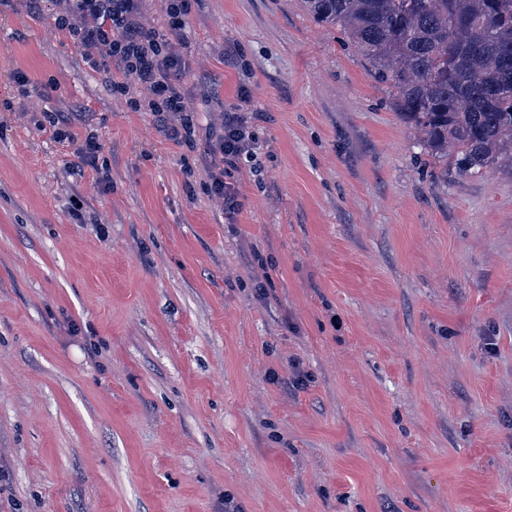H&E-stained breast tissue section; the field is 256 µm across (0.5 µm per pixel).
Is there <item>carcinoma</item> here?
<instances>
[{
    "label": "carcinoma",
    "instance_id": "obj_1",
    "mask_svg": "<svg viewBox=\"0 0 512 512\" xmlns=\"http://www.w3.org/2000/svg\"><path fill=\"white\" fill-rule=\"evenodd\" d=\"M389 84L424 151L475 174L512 160V0H303Z\"/></svg>",
    "mask_w": 512,
    "mask_h": 512
}]
</instances>
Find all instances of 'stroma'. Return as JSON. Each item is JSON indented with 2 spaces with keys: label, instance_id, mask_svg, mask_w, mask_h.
Listing matches in <instances>:
<instances>
[{
  "label": "stroma",
  "instance_id": "35a3bbf8",
  "mask_svg": "<svg viewBox=\"0 0 512 512\" xmlns=\"http://www.w3.org/2000/svg\"><path fill=\"white\" fill-rule=\"evenodd\" d=\"M56 10L0 9V512H512V165L430 164L302 0H194L197 140L263 115L227 220ZM101 149L102 144L97 137L95 135H88L74 152L78 162H73L72 171L78 173L82 171L85 165L96 164L99 160Z\"/></svg>",
  "mask_w": 512,
  "mask_h": 512
}]
</instances>
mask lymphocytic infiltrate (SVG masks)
Returning a JSON list of instances; mask_svg holds the SVG:
<instances>
[{"instance_id":"1","label":"lymphocytic infiltrate","mask_w":512,"mask_h":512,"mask_svg":"<svg viewBox=\"0 0 512 512\" xmlns=\"http://www.w3.org/2000/svg\"><path fill=\"white\" fill-rule=\"evenodd\" d=\"M192 0H167L163 29L145 27L139 20L138 0H57L55 25L85 52L90 65L107 58L115 62L119 78L112 91L128 94L130 82L149 91L148 108L165 137L188 148H202L210 182L207 192L233 218L242 207L231 183L234 172L257 162L259 138L245 116L228 111L220 126L211 128L204 144L194 138L187 97L179 85L186 59L175 52Z\"/></svg>"}]
</instances>
